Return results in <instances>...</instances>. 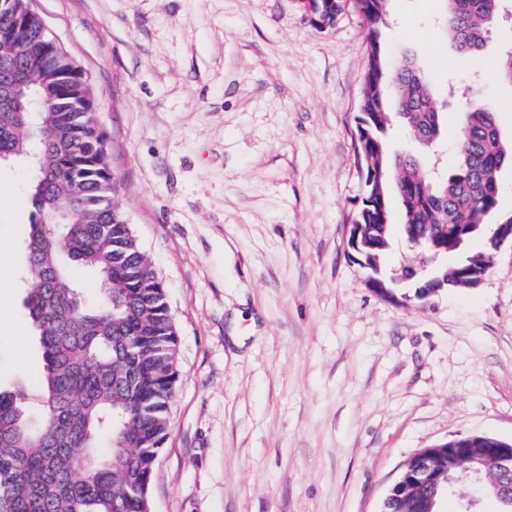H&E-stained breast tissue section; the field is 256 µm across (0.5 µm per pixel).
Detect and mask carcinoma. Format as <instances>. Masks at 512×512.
Wrapping results in <instances>:
<instances>
[{
	"instance_id": "obj_1",
	"label": "carcinoma",
	"mask_w": 512,
	"mask_h": 512,
	"mask_svg": "<svg viewBox=\"0 0 512 512\" xmlns=\"http://www.w3.org/2000/svg\"><path fill=\"white\" fill-rule=\"evenodd\" d=\"M445 2L448 37L463 54L480 52L500 0ZM361 4L369 53L357 150L366 187L355 218L366 230L359 257L375 279L406 277L407 268L385 265L392 185L404 212L403 235L422 238L426 252L458 253L462 241H483V251L427 273L429 280L465 283L490 268L494 226L486 218L498 208V177L512 164V148L503 143L495 114L475 101L458 129L452 170L434 178L415 158L388 155L390 88L399 94L406 130L424 144L441 133L447 113L414 56L405 53L389 66L379 41L387 0ZM15 21L20 35L0 39V64L13 63L29 89L24 111H0V162H21L33 174L24 305L42 370L36 393L24 384L0 391V512H145L177 382V329L164 284L113 207L117 184L89 82L73 78L60 87L69 59L62 52L45 62L48 36L27 0L0 9V27ZM60 202L70 205V218L57 229L48 217ZM78 268L97 276L101 297L94 304L75 278ZM33 401L43 414L37 425L29 418ZM106 437L110 453L102 450ZM511 482V474L483 466L487 490Z\"/></svg>"
}]
</instances>
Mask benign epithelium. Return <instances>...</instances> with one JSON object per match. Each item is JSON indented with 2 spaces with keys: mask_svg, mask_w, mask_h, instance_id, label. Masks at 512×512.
<instances>
[{
  "mask_svg": "<svg viewBox=\"0 0 512 512\" xmlns=\"http://www.w3.org/2000/svg\"><path fill=\"white\" fill-rule=\"evenodd\" d=\"M479 439L490 447L474 455L470 448L453 438L418 449L404 464V471L391 485L383 506L395 494L415 496L423 494L420 512H435V498L457 480L482 482V465L492 462L501 472L512 473V441L474 434L469 440Z\"/></svg>",
  "mask_w": 512,
  "mask_h": 512,
  "instance_id": "benign-epithelium-1",
  "label": "benign epithelium"
}]
</instances>
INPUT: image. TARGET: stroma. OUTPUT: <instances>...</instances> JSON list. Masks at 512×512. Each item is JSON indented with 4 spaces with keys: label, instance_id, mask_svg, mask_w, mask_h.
Here are the masks:
<instances>
[{
    "label": "stroma",
    "instance_id": "obj_1",
    "mask_svg": "<svg viewBox=\"0 0 512 512\" xmlns=\"http://www.w3.org/2000/svg\"><path fill=\"white\" fill-rule=\"evenodd\" d=\"M32 0L86 72L116 202L166 289L179 378L151 512H379L404 462L512 440V243L477 287L384 296L352 258L368 23L340 0ZM382 44L512 143V0L459 54L438 0H388ZM29 171L0 165V389L38 386L23 305Z\"/></svg>",
    "mask_w": 512,
    "mask_h": 512
}]
</instances>
